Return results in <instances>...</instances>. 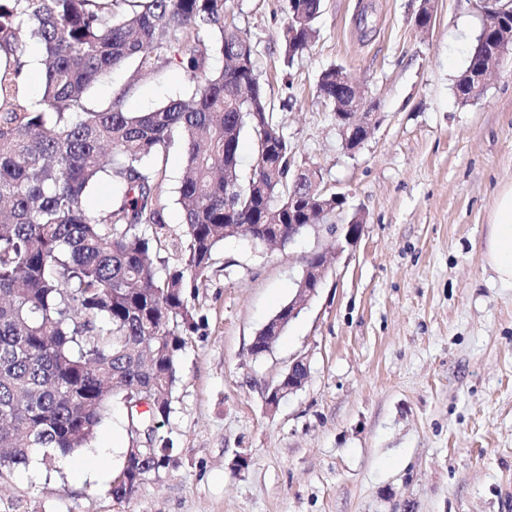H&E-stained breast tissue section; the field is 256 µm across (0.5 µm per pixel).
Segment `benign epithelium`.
<instances>
[{"label": "benign epithelium", "instance_id": "benign-epithelium-1", "mask_svg": "<svg viewBox=\"0 0 512 512\" xmlns=\"http://www.w3.org/2000/svg\"><path fill=\"white\" fill-rule=\"evenodd\" d=\"M483 18V29H488L492 20L500 17H512V6L502 3V0H480ZM434 17V0H421L420 7L414 17L415 27L425 32L430 29ZM497 46L487 55L482 66L469 71L465 75L463 87L469 93V100L481 98L486 90L489 71H497L502 66L506 56L512 53V30L496 34ZM336 83L350 91V96L344 98L341 111L336 113V120L347 150L356 151L369 138L375 127L377 108L368 93L355 84L342 70L336 71ZM327 273L326 257L319 253L309 255L300 286L295 296L288 302V318L295 317L308 302L316 296L318 289L325 281ZM308 375L306 364L298 359L289 367L282 382L275 387L266 399L269 410L278 406V399L285 393L300 389Z\"/></svg>", "mask_w": 512, "mask_h": 512}]
</instances>
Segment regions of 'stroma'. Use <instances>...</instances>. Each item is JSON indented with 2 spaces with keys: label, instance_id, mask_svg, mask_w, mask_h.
Wrapping results in <instances>:
<instances>
[{
  "label": "stroma",
  "instance_id": "1",
  "mask_svg": "<svg viewBox=\"0 0 512 512\" xmlns=\"http://www.w3.org/2000/svg\"><path fill=\"white\" fill-rule=\"evenodd\" d=\"M323 0L318 36L283 64L284 0H232L228 21L257 66L295 166L318 168L341 213L271 248L229 238L190 303L197 329L178 360L174 410L157 429L176 464L114 499L38 463L0 484V512H512V287L484 259L498 191L512 184V61L462 103L457 81L482 28L478 0ZM368 13L371 24L359 23ZM342 67L378 105L348 151L320 72ZM191 85L168 66L112 70L92 104L143 112ZM362 215L350 244L340 225ZM327 253L317 295L269 353L251 344ZM305 359L276 410L268 389ZM130 445L113 402L84 457L115 470Z\"/></svg>",
  "mask_w": 512,
  "mask_h": 512
}]
</instances>
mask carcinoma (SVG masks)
<instances>
[{
  "instance_id": "carcinoma-1",
  "label": "carcinoma",
  "mask_w": 512,
  "mask_h": 512,
  "mask_svg": "<svg viewBox=\"0 0 512 512\" xmlns=\"http://www.w3.org/2000/svg\"><path fill=\"white\" fill-rule=\"evenodd\" d=\"M229 0H0V482L34 457L50 474L93 439L112 402L127 427L153 439L173 410L178 359L195 330L187 291L199 288L218 245L238 235L288 243L310 208L306 176L271 111L247 33L226 24ZM323 0H285L284 65L318 34ZM205 34L225 59L208 69ZM41 49V96L21 95L23 38ZM131 61L161 63L194 84L186 97L128 112L122 95L93 107L102 75ZM333 65L317 92L338 112ZM258 160L244 176V133ZM184 149L177 204L162 196L175 140ZM116 202L94 214L102 179ZM177 265L166 275L168 256ZM143 400L147 410L137 411ZM175 459L172 440L113 473L108 493H130Z\"/></svg>"
}]
</instances>
